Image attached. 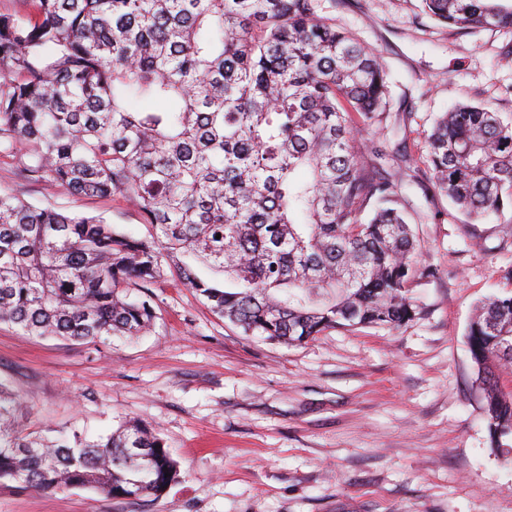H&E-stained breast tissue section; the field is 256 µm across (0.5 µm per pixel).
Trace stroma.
<instances>
[{
	"label": "stroma",
	"mask_w": 512,
	"mask_h": 512,
	"mask_svg": "<svg viewBox=\"0 0 512 512\" xmlns=\"http://www.w3.org/2000/svg\"><path fill=\"white\" fill-rule=\"evenodd\" d=\"M317 13L377 51L388 105L380 169L419 238L397 329L333 328L286 346L245 336L175 276L147 291L153 332L74 343L0 325V380L19 395L20 427L96 438L128 419L155 426L181 479L150 503L93 488L0 483V512H512V462L489 446L466 344L477 301L512 294V207L468 218L428 180L426 134L452 105L512 118V31L455 30L420 0H318ZM0 191L150 234L122 198H74L24 181L0 157Z\"/></svg>",
	"instance_id": "1"
}]
</instances>
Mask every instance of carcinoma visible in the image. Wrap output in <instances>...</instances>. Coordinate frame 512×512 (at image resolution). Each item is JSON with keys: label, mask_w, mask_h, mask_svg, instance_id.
Returning a JSON list of instances; mask_svg holds the SVG:
<instances>
[{"label": "carcinoma", "mask_w": 512, "mask_h": 512, "mask_svg": "<svg viewBox=\"0 0 512 512\" xmlns=\"http://www.w3.org/2000/svg\"><path fill=\"white\" fill-rule=\"evenodd\" d=\"M0 13V156L75 198L120 195L151 225L0 192V324L92 343L155 318L146 288L177 274L247 336L297 345L330 328L399 327L430 271L381 149V56L318 16L317 0H27ZM449 27L512 29V0H421ZM430 180L471 221L512 203V121L480 104L442 112ZM493 448L512 460V295L475 307L466 334ZM0 381V481L91 487L152 502L180 479L153 426L89 440L19 429Z\"/></svg>", "instance_id": "obj_1"}]
</instances>
